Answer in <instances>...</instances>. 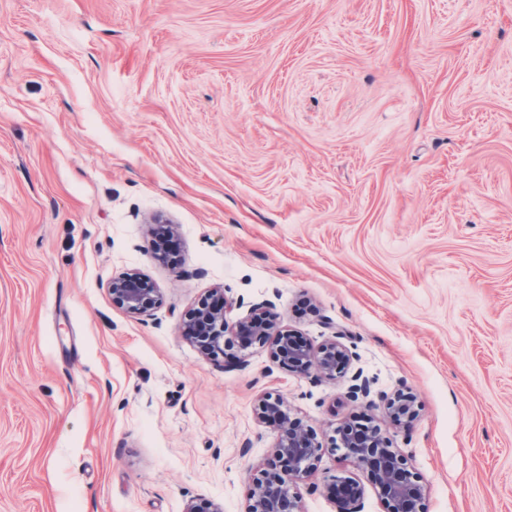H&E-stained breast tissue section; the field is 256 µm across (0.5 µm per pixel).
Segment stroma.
Segmentation results:
<instances>
[{
	"mask_svg": "<svg viewBox=\"0 0 512 512\" xmlns=\"http://www.w3.org/2000/svg\"><path fill=\"white\" fill-rule=\"evenodd\" d=\"M217 293L344 369L202 355ZM266 392L323 445L303 512H390L331 445L362 413L423 512H512V0H0V512H246ZM108 291L113 304L134 315H146L162 302L158 288L139 272L113 278ZM328 490L334 495L339 512H361L364 489L359 481L338 479L328 486Z\"/></svg>",
	"mask_w": 512,
	"mask_h": 512,
	"instance_id": "1",
	"label": "stroma"
}]
</instances>
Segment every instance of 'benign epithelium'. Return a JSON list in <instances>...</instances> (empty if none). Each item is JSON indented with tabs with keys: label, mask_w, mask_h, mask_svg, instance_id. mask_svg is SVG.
<instances>
[{
	"label": "benign epithelium",
	"mask_w": 512,
	"mask_h": 512,
	"mask_svg": "<svg viewBox=\"0 0 512 512\" xmlns=\"http://www.w3.org/2000/svg\"><path fill=\"white\" fill-rule=\"evenodd\" d=\"M108 291L113 304L134 315H146L162 302L158 288L139 272L112 279ZM233 311V303L225 297L222 306L216 309L208 307L202 299L185 317L183 332L208 356L224 354L225 336L230 334L238 338L243 349L254 344L269 345L274 359L299 374L335 375L336 357L344 355L337 341H327L316 349L307 344L296 345L292 342L293 333L281 325L277 317L266 314L260 320H233ZM255 411L260 419L278 426L279 437L273 457L253 479L246 512H302L299 496L291 492V486L312 473L322 446L311 430L289 418L279 396L261 395ZM388 413L394 419H412V399L397 397L389 403ZM338 447L365 471L369 470L371 460L378 461L377 479L390 501L391 512H421L423 487L412 479L402 455L380 432L364 436L349 431L346 424L339 430ZM328 490L334 495L340 512H361L364 489L359 481L338 479L328 486Z\"/></svg>",
	"instance_id": "benign-epithelium-1"
}]
</instances>
